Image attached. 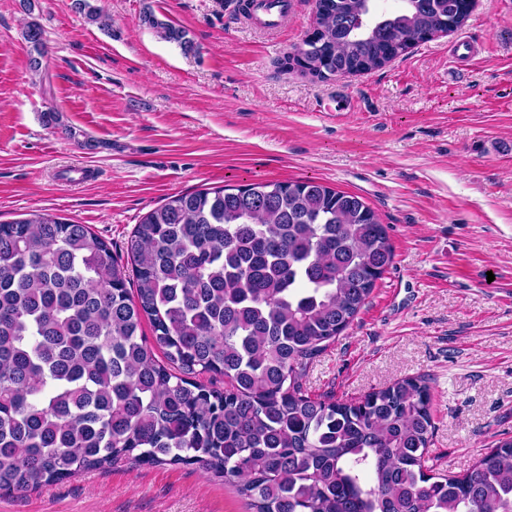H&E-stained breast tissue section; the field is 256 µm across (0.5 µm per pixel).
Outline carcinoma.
Returning <instances> with one entry per match:
<instances>
[{
	"label": "carcinoma",
	"instance_id": "cac0c4a2",
	"mask_svg": "<svg viewBox=\"0 0 512 512\" xmlns=\"http://www.w3.org/2000/svg\"><path fill=\"white\" fill-rule=\"evenodd\" d=\"M472 8L316 0L307 74L379 70ZM24 38L37 71L40 23ZM127 254L133 290L87 225L0 222V492L128 459L195 465L236 483L253 512H512V439L461 475L428 465L426 378L351 400L303 387L394 260L359 196L312 179L178 194L136 225Z\"/></svg>",
	"mask_w": 512,
	"mask_h": 512
}]
</instances>
